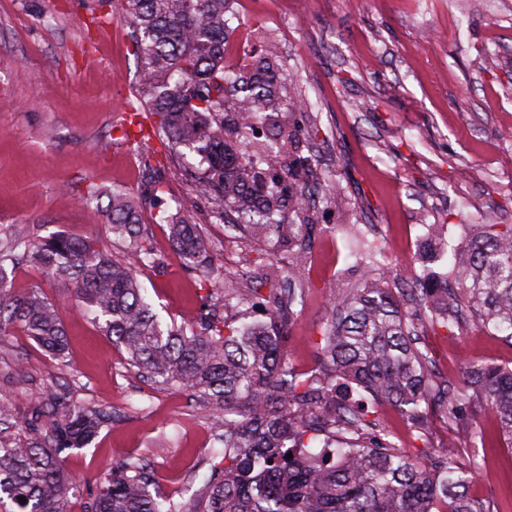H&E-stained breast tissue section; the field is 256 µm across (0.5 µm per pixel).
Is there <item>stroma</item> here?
Wrapping results in <instances>:
<instances>
[{
  "label": "stroma",
  "mask_w": 512,
  "mask_h": 512,
  "mask_svg": "<svg viewBox=\"0 0 512 512\" xmlns=\"http://www.w3.org/2000/svg\"><path fill=\"white\" fill-rule=\"evenodd\" d=\"M95 4L0 0V239L38 242L64 232L120 255L106 217L86 203V187L137 194L151 177L164 191L142 217L164 265L139 269L137 278L163 322L193 320L205 292L228 279L249 287L271 260L279 264L273 287H287L286 240L252 241L232 216L215 219L194 197L198 156H174L150 117L144 140L123 138L139 58L128 22L92 24ZM229 26V64L239 68L273 51L282 83L307 105L281 120L312 133L302 150L311 160L303 179L315 192L304 213L316 226L319 270L305 275L304 305L287 346L293 365L310 370L334 289L359 285L366 275L348 255L345 230H361L380 246L396 288L420 272L416 254L426 225H447L454 246L473 225L512 224V0H234ZM184 197L192 200L186 217L209 239L219 271L209 281L173 261L160 226ZM34 286L64 321L67 363L14 328L0 338V396L23 416L60 393L115 414L67 463L80 479L68 512H86L103 476L130 456L147 462L163 496L188 500L224 466L197 395L129 366L111 337L42 270L27 263L14 269L10 293ZM476 321L468 316L451 334L419 331L436 382L460 384L473 364L512 366V345ZM378 415L424 464L451 440L456 463H466V432L480 427L486 442L470 493L489 512H512V449L490 408L476 406L453 432L434 416L423 442L392 408Z\"/></svg>",
  "instance_id": "1"
}]
</instances>
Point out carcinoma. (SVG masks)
Instances as JSON below:
<instances>
[{"mask_svg":"<svg viewBox=\"0 0 512 512\" xmlns=\"http://www.w3.org/2000/svg\"><path fill=\"white\" fill-rule=\"evenodd\" d=\"M232 0H124L140 59L136 90L158 118L154 130L167 147L199 155L206 169L194 192L218 217L231 212L255 241L288 239L294 287L288 297L263 302L262 289L224 287V310L177 326H163L136 278L162 258L141 229L145 195L91 186L87 199H107L114 257L90 238L57 233L40 243L16 238L0 248V333L22 327L44 351L64 361L68 339L62 318L40 287L6 293L7 264L26 261L57 280L81 309L124 350L129 365L163 385L196 390L214 427L223 431L224 467L204 480L196 497L175 503L148 491L147 464L130 456L101 482L89 512H487L470 495L478 454L468 466L453 461L448 443L430 469L400 448L370 417L366 400L397 410L423 439L430 401L442 403L455 424L481 402L496 413L512 445V368L470 365L461 387L434 388L429 356L413 330L451 331L459 309L480 327L512 343V225L482 224L454 248L453 268L438 278L432 265L444 255L445 225L427 224L416 287H388L377 246H350L368 276L333 299L321 331L318 367L301 372L289 361L286 331L304 302L301 273L315 225L302 217L309 187L298 182L297 130L280 123L304 101L282 94L272 56L256 57L246 74L224 60ZM271 136L256 142L258 129ZM294 217L287 220L284 213ZM168 237L187 269L212 268L209 242L197 225L169 215ZM457 287H448V277ZM417 295L423 308L409 311ZM112 423V412L80 402L48 399L19 424L0 398V512H67L75 480L66 461ZM293 458H286L287 454ZM26 502H19V498Z\"/></svg>","mask_w":512,"mask_h":512,"instance_id":"1","label":"carcinoma"}]
</instances>
